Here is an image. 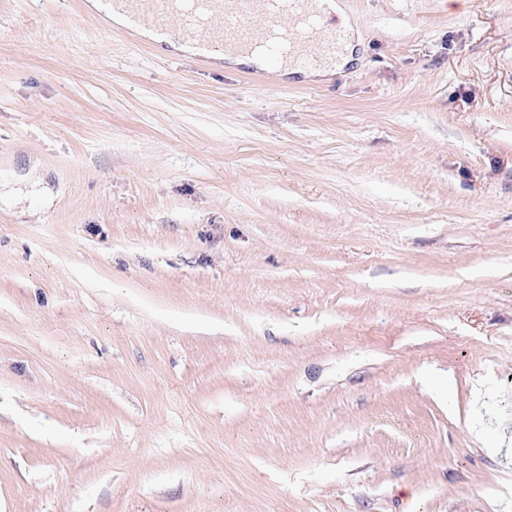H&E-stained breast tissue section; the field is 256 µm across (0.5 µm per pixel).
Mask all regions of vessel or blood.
<instances>
[{"mask_svg":"<svg viewBox=\"0 0 512 512\" xmlns=\"http://www.w3.org/2000/svg\"><path fill=\"white\" fill-rule=\"evenodd\" d=\"M133 24L148 23L191 40L197 48L261 49L269 61L335 57L345 40L316 0H112Z\"/></svg>","mask_w":512,"mask_h":512,"instance_id":"b4317fda","label":"vessel or blood"}]
</instances>
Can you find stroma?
Wrapping results in <instances>:
<instances>
[{"instance_id":"stroma-1","label":"stroma","mask_w":512,"mask_h":512,"mask_svg":"<svg viewBox=\"0 0 512 512\" xmlns=\"http://www.w3.org/2000/svg\"><path fill=\"white\" fill-rule=\"evenodd\" d=\"M323 76L0 0V512H512V0H340Z\"/></svg>"}]
</instances>
